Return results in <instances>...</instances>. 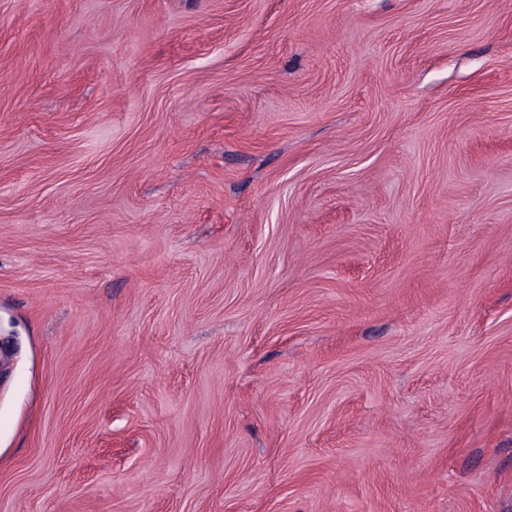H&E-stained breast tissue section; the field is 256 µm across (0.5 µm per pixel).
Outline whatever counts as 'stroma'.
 Segmentation results:
<instances>
[{"label": "stroma", "mask_w": 512, "mask_h": 512, "mask_svg": "<svg viewBox=\"0 0 512 512\" xmlns=\"http://www.w3.org/2000/svg\"><path fill=\"white\" fill-rule=\"evenodd\" d=\"M0 512H512V0H0Z\"/></svg>", "instance_id": "35a3bbf8"}]
</instances>
